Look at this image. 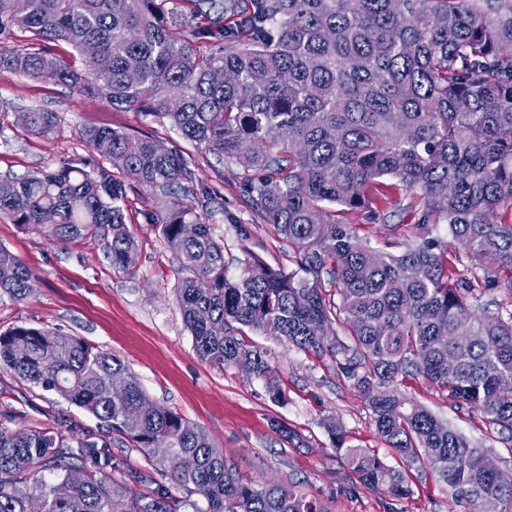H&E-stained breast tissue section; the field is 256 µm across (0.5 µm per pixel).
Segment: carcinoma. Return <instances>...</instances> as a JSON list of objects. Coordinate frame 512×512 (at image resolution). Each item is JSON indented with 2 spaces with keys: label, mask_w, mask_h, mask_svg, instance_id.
<instances>
[{
  "label": "carcinoma",
  "mask_w": 512,
  "mask_h": 512,
  "mask_svg": "<svg viewBox=\"0 0 512 512\" xmlns=\"http://www.w3.org/2000/svg\"><path fill=\"white\" fill-rule=\"evenodd\" d=\"M0 0V31L44 46L0 45V70L142 112L249 173L251 208L297 254L275 268L242 248L226 275L224 244L196 203L145 214L160 225L181 278L175 288L201 361L286 396L266 349L248 333L336 359L369 407L375 429L406 466L447 488L451 512H512V484L403 392L422 379L497 428L512 449V310L478 311L484 293L512 294V0ZM194 21L177 38L171 26ZM98 48L96 70L76 66ZM224 70L229 82L214 80ZM52 112H31L43 132ZM94 162L0 178V215L53 242L101 243L112 268L134 267L139 243L122 206L125 178L166 194L190 191L195 170L177 145L110 127L85 133ZM391 177L410 199L419 234L392 252L359 236L346 215L387 216L375 183ZM54 214L46 223L43 215ZM448 225L470 266L455 271ZM35 276L0 246V302L22 301ZM339 300H334V297ZM347 340L341 341L335 326ZM0 369L99 422L77 446L53 427L0 424V512H184L187 501L148 472L136 495L102 469L112 439L168 469L205 498V512H324L316 498L275 481L235 477L204 429L149 401L118 355L55 328L0 333ZM322 427L358 481L389 500L412 495L407 473L378 454L344 447L334 416ZM69 483L70 496L55 487Z\"/></svg>",
  "instance_id": "obj_1"
}]
</instances>
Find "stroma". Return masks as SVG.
<instances>
[{
    "label": "stroma",
    "instance_id": "1",
    "mask_svg": "<svg viewBox=\"0 0 512 512\" xmlns=\"http://www.w3.org/2000/svg\"><path fill=\"white\" fill-rule=\"evenodd\" d=\"M29 112L55 113L53 129L41 133L29 128L23 119ZM93 127L120 128L180 145L198 174L195 193L214 200L206 221L224 243L228 276L238 275L236 259L245 248L271 266L294 269L287 243L250 209L240 166L215 163L169 126L141 113L52 82L0 72V174H25L88 158L91 150L83 134ZM406 203L405 195L395 196L394 214L385 221L360 214L351 220L372 245L401 246L413 231ZM155 205L153 195L128 183L123 206L139 242V256L127 272L114 270L97 242L54 243L0 216V245L20 257L36 277L27 299L0 302V332L17 325L57 327L111 350L129 365L153 402L206 430L243 480L294 484L301 493L320 498L328 512H448V490L431 472H411L412 495L391 501L361 484L348 469L342 451L333 447L320 424L322 416L335 415L348 446L368 448L384 458L389 449L335 360L251 335V342L267 349L286 391V401L276 404L262 381L213 368L198 358L174 293L177 262L159 226L144 219ZM407 392L472 445L494 449L500 468L512 471V449L499 442L495 429L480 416L457 409L447 393L422 380L412 382ZM276 420L288 427L292 439L278 435L272 426ZM0 423L14 430L44 424L73 431L78 440L98 431L94 417L5 370H0ZM110 453L113 463L104 475L140 490L136 475L146 466L140 451L116 442Z\"/></svg>",
    "mask_w": 512,
    "mask_h": 512
}]
</instances>
